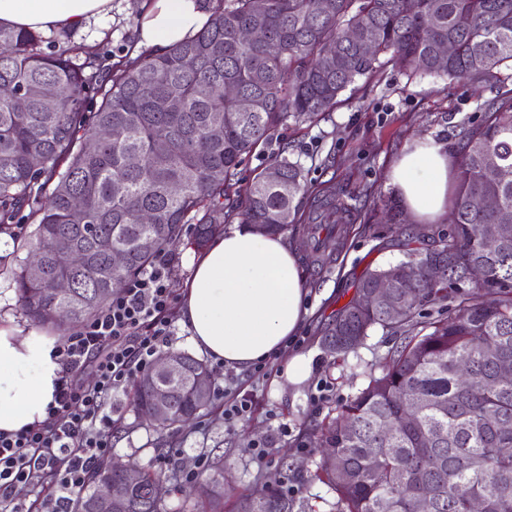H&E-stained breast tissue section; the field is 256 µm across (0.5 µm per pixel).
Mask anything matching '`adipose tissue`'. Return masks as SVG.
<instances>
[{
    "label": "adipose tissue",
    "instance_id": "ef3b65f1",
    "mask_svg": "<svg viewBox=\"0 0 512 512\" xmlns=\"http://www.w3.org/2000/svg\"><path fill=\"white\" fill-rule=\"evenodd\" d=\"M112 0H0V25L41 32L83 27L106 15ZM206 21L201 0H146L143 45L164 52L195 36ZM455 163L442 142L407 141L389 172L403 210L419 224L448 211ZM309 290L296 251L279 235L236 224L201 251L182 289L181 316L196 348L236 369L272 360L300 335ZM53 344L0 326V432L47 417L61 377Z\"/></svg>",
    "mask_w": 512,
    "mask_h": 512
}]
</instances>
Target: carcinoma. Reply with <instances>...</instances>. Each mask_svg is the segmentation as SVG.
Segmentation results:
<instances>
[{"mask_svg":"<svg viewBox=\"0 0 512 512\" xmlns=\"http://www.w3.org/2000/svg\"><path fill=\"white\" fill-rule=\"evenodd\" d=\"M228 0L215 9L192 38L134 61L110 56L80 57L33 30L0 26V84L16 90L0 97V231L8 230L25 207L37 221L34 237L47 259V277L32 281L27 267L15 273L27 317L41 327H58L49 303L72 307L69 324L92 319L108 302L113 281L122 282L148 268L160 248L175 243L184 226L196 225L191 244L202 247L225 221V200L240 201L241 223L266 234L298 227L309 248L308 259L324 262L336 233V194L309 192L298 164L276 158L246 184L238 169L246 157L270 143L288 118L312 120L330 111L338 97L359 79L384 65L433 73L470 83L495 78L494 70L512 63V0ZM254 23L266 27V40L248 43L241 32ZM358 30L372 46L362 51L348 37ZM450 41L454 54L443 60L438 48ZM336 45L332 69L320 66L326 46ZM59 87L64 100L45 109V86ZM232 86L251 99L253 111H239ZM175 98L167 111L159 101ZM482 123L465 129L457 160L451 202L455 223L432 236V245L413 250L398 266L404 276L396 288L405 315L396 322L374 307L365 312L348 302L324 331V349L346 355L380 326H411L415 333L389 353L382 374L345 403L323 425L325 447L334 458L321 464V475L338 495L339 512H411L415 489L429 490L425 512H467L473 496L486 512H512V382L490 384L499 363L512 359V236L489 246L479 232L483 224H512V179L494 181L487 166L495 161L512 168V91L482 104ZM222 129L218 138L213 128ZM106 128L110 135L93 152L89 135ZM158 140L168 151H154ZM42 149V166L32 168L30 150ZM137 154L140 164L128 165ZM276 169L280 178L266 180ZM54 183L49 206L36 208L44 185ZM181 185L173 196L169 187ZM488 194L497 207L471 208V199ZM83 203V219L71 214V200ZM148 212L152 223H140ZM66 242L83 253L71 265L58 252ZM128 256L122 269L111 268L112 251ZM449 255L455 274L480 261V283L443 281L435 286L420 272L423 257ZM68 274L76 297L53 296V280ZM450 301L448 316L424 323V307ZM472 358L467 382L452 359ZM186 373L167 385L171 413L149 422L159 432L172 430L186 417L196 418L213 406L193 387L194 373L206 364L183 352ZM163 383L153 370L141 378L134 407L141 414ZM421 400L420 417L398 427L394 437L378 438L383 421L399 420L411 400ZM103 462L88 478L77 512H95L98 481L114 475ZM205 512H224V483L214 473L208 481ZM165 481L154 472H139L116 512H160ZM296 501L276 492L240 500L238 512H295Z\"/></svg>","mask_w":512,"mask_h":512,"instance_id":"1","label":"carcinoma"}]
</instances>
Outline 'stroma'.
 <instances>
[{
	"instance_id": "35a3bbf8",
	"label": "stroma",
	"mask_w": 512,
	"mask_h": 512,
	"mask_svg": "<svg viewBox=\"0 0 512 512\" xmlns=\"http://www.w3.org/2000/svg\"><path fill=\"white\" fill-rule=\"evenodd\" d=\"M141 0H112L106 16L72 30L70 45L80 56L109 54L127 57L137 40ZM488 88L472 89L463 81L408 75L387 67L357 88L346 91L336 109L311 122L288 120L272 137L267 152L248 157L240 167L242 178L284 153L303 169L313 194L335 188L343 210L336 218L344 232L331 258L311 264L301 235L286 233L300 256L302 276L311 295L320 299L302 330L300 349L312 356L310 378L300 390L275 386L286 362L278 356L267 363L266 376L245 370L236 373L234 388L252 400L249 418L228 429L219 413H211L171 434L169 444L141 426L131 408L130 393L112 400V459L161 474L168 493L163 512H201L196 503L202 483L181 486L178 470L191 467L198 453H206L210 467L224 476V512H235L239 496L274 489L279 479L295 485L294 500L302 512H337L335 490L318 477L323 448L317 430L329 417L380 376L383 358L400 345L402 337L374 328L364 344L345 359L335 360L321 344L320 330L353 296L366 270L403 260L405 241L398 227L377 221L384 202L392 198L388 184L392 163L405 141L429 135L448 149H457L462 125L479 122V106L489 98ZM29 220L0 235V325L14 327L23 336L58 341L62 332L33 325L24 315L12 271L36 248ZM287 424V436L275 433ZM269 441V456L257 463L251 454L256 441Z\"/></svg>"
}]
</instances>
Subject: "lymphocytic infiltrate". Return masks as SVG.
<instances>
[{"label": "lymphocytic infiltrate", "mask_w": 512, "mask_h": 512, "mask_svg": "<svg viewBox=\"0 0 512 512\" xmlns=\"http://www.w3.org/2000/svg\"><path fill=\"white\" fill-rule=\"evenodd\" d=\"M176 304L170 261L161 252L54 346L62 376L46 419L0 433V512H27L23 489L41 490L36 512H74L91 470L112 455L107 402L150 371L169 341ZM88 372L95 378L90 385L83 381Z\"/></svg>", "instance_id": "f902f5d3"}]
</instances>
